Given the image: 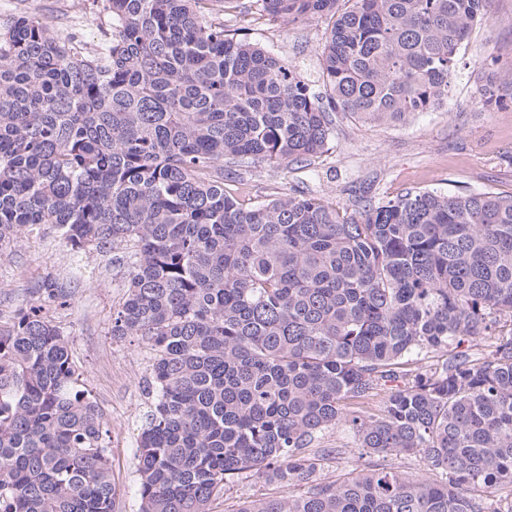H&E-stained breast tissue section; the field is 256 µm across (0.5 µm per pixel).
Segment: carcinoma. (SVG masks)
<instances>
[{"label":"carcinoma","instance_id":"cac0c4a2","mask_svg":"<svg viewBox=\"0 0 512 512\" xmlns=\"http://www.w3.org/2000/svg\"><path fill=\"white\" fill-rule=\"evenodd\" d=\"M211 1L233 2L104 0L100 53L31 14L0 30V248L41 224L74 251L125 246L112 337L153 351L139 512H210L253 475L304 491L236 512H512V197L408 191L346 216L224 186L321 155L333 110L395 122L446 105L492 0H255L333 19L326 99ZM35 294L0 328V512H114L102 412L45 312L68 293ZM341 428L441 479L319 481L315 445Z\"/></svg>","mask_w":512,"mask_h":512}]
</instances>
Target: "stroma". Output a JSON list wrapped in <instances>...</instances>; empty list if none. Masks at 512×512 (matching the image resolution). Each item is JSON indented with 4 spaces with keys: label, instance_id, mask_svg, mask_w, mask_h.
I'll return each instance as SVG.
<instances>
[{
    "label": "stroma",
    "instance_id": "stroma-1",
    "mask_svg": "<svg viewBox=\"0 0 512 512\" xmlns=\"http://www.w3.org/2000/svg\"><path fill=\"white\" fill-rule=\"evenodd\" d=\"M238 2V8L221 12L225 27L245 28L252 42L294 66L314 91H323L319 48L331 28L329 17L288 22L251 9V0ZM26 10L36 12L51 33L77 32L96 49L104 43L109 20L101 0H0V25ZM511 72L512 0H494L490 20L473 26L459 50L447 105L394 123L334 113L326 150L310 165L244 167L228 188L246 206L300 190L349 215L368 202L409 190L511 197L512 98L488 105L478 92L487 82H505ZM122 253L119 247L108 253L71 251L47 225L1 248L0 327L9 326L16 311L34 299L42 281L68 289V305L52 311L51 319L68 336L85 385L110 431L115 512H138L135 455L142 418L152 402L144 392L152 352L144 343L111 335L112 314L127 291ZM320 445L335 451L320 473L325 481L360 463L410 476L427 471L415 456L361 458L353 434L342 430L324 433ZM288 493V488L254 476L227 490L212 512H230L245 500Z\"/></svg>",
    "mask_w": 512,
    "mask_h": 512
}]
</instances>
